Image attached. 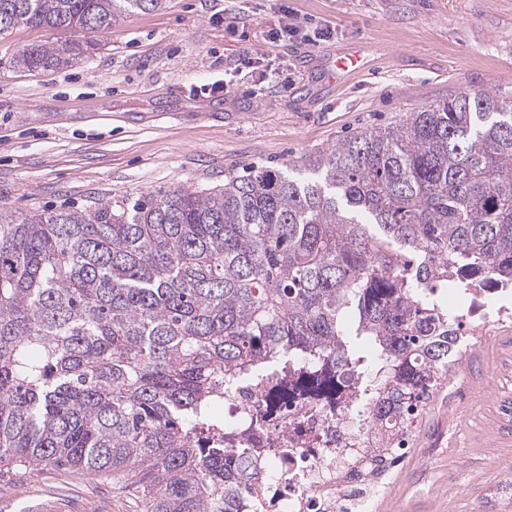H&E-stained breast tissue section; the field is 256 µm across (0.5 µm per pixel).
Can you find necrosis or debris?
<instances>
[{
	"mask_svg": "<svg viewBox=\"0 0 512 512\" xmlns=\"http://www.w3.org/2000/svg\"><path fill=\"white\" fill-rule=\"evenodd\" d=\"M279 380L259 374L224 391L231 445L252 449L260 470L249 512H374L393 470L357 464L374 442L369 416L282 396Z\"/></svg>",
	"mask_w": 512,
	"mask_h": 512,
	"instance_id": "necrosis-or-debris-1",
	"label": "necrosis or debris"
}]
</instances>
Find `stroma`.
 Returning <instances> with one entry per match:
<instances>
[{"label":"stroma","mask_w":512,"mask_h":512,"mask_svg":"<svg viewBox=\"0 0 512 512\" xmlns=\"http://www.w3.org/2000/svg\"><path fill=\"white\" fill-rule=\"evenodd\" d=\"M289 4L290 39L268 33ZM167 0L124 16L63 69L15 64L66 33L0 35V204L20 211L135 199L297 162L461 89L512 96V0ZM360 53L359 70L338 68ZM512 332L483 337L466 374L441 380L380 512H512L484 483L512 469ZM0 512H140L79 469L0 473Z\"/></svg>","instance_id":"stroma-1"}]
</instances>
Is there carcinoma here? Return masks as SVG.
<instances>
[{"label":"carcinoma","instance_id":"cac0c4a2","mask_svg":"<svg viewBox=\"0 0 512 512\" xmlns=\"http://www.w3.org/2000/svg\"><path fill=\"white\" fill-rule=\"evenodd\" d=\"M165 2L0 0V34L105 32ZM442 283L512 288V97L463 89L222 188L3 204L0 468L132 479L142 512H240L255 476L224 445V388L286 361L288 393L340 405L357 384L374 422L402 421L448 373Z\"/></svg>","mask_w":512,"mask_h":512}]
</instances>
